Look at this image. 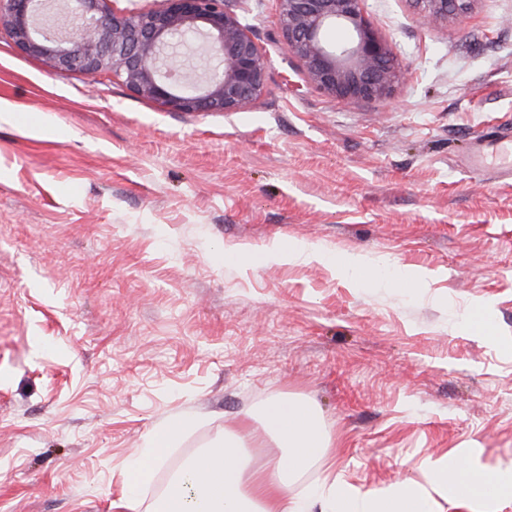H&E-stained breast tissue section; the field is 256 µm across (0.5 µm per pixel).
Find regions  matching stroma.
I'll return each instance as SVG.
<instances>
[{
	"label": "stroma",
	"mask_w": 512,
	"mask_h": 512,
	"mask_svg": "<svg viewBox=\"0 0 512 512\" xmlns=\"http://www.w3.org/2000/svg\"><path fill=\"white\" fill-rule=\"evenodd\" d=\"M247 8L272 65L235 113L169 111L0 34V512H132L129 459L187 415L133 512L240 424L264 468L261 411L286 397L336 458L299 493L512 470V181L466 159L512 137V0L446 24L364 0L405 76L355 103L308 85L275 0ZM353 254L368 267L338 275Z\"/></svg>",
	"instance_id": "obj_1"
}]
</instances>
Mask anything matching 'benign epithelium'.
Here are the masks:
<instances>
[{"mask_svg":"<svg viewBox=\"0 0 512 512\" xmlns=\"http://www.w3.org/2000/svg\"><path fill=\"white\" fill-rule=\"evenodd\" d=\"M41 0H0V32L23 53L52 70L108 74L140 97L173 112H241L265 89L270 55L243 23V0H161L156 9L131 11L119 0H72L76 23L57 35L42 23ZM277 23L315 89L341 100L390 97L404 76L391 43L363 7V0H276ZM427 23H446L469 12L475 0H410ZM342 26L343 45L330 46L324 31ZM205 42L207 59L188 88L174 52L182 39Z\"/></svg>","mask_w":512,"mask_h":512,"instance_id":"1","label":"benign epithelium"}]
</instances>
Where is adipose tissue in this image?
<instances>
[{"label": "adipose tissue", "instance_id": "ef3b65f1", "mask_svg": "<svg viewBox=\"0 0 512 512\" xmlns=\"http://www.w3.org/2000/svg\"><path fill=\"white\" fill-rule=\"evenodd\" d=\"M263 419L283 448L267 470H248L241 455L244 433L224 437L177 473L151 512H312L317 503L321 512H436L432 495L436 489H449L471 499L512 492L511 474L488 486L479 471L460 465L452 469L431 467L427 486L414 481L379 494H366L325 479L297 494L293 491L296 478L312 463L327 457L328 440L314 410L300 401H270L263 409ZM188 424L183 418L157 427L146 447L127 465L129 491L138 490Z\"/></svg>", "mask_w": 512, "mask_h": 512}]
</instances>
